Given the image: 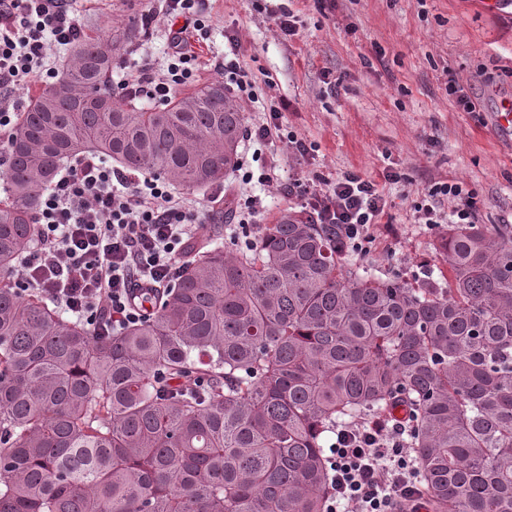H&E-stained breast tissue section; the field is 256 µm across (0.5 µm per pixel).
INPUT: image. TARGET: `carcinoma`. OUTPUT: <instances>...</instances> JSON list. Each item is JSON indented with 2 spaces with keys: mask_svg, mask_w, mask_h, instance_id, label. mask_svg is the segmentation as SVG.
Returning <instances> with one entry per match:
<instances>
[{
  "mask_svg": "<svg viewBox=\"0 0 512 512\" xmlns=\"http://www.w3.org/2000/svg\"><path fill=\"white\" fill-rule=\"evenodd\" d=\"M147 18L77 36L8 145L0 512H326L323 434L397 406L430 512H512V226H448L446 269L413 284L350 264L336 227L303 215L232 253L207 224L147 321L107 336L7 279L68 159L188 189L232 169L246 114L224 83L150 108L112 97Z\"/></svg>",
  "mask_w": 512,
  "mask_h": 512,
  "instance_id": "1",
  "label": "carcinoma"
}]
</instances>
